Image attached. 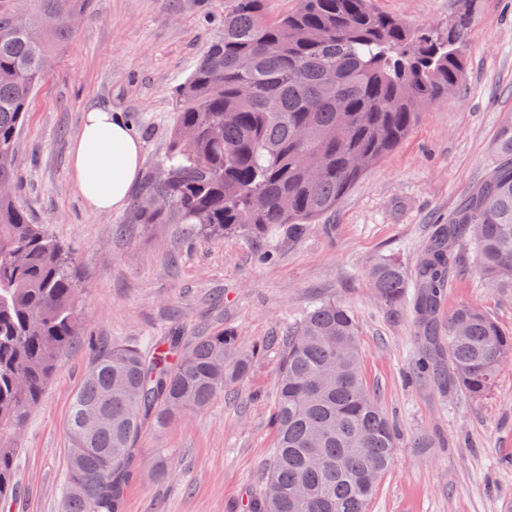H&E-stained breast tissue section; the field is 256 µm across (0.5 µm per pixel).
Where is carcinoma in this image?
<instances>
[{
    "mask_svg": "<svg viewBox=\"0 0 512 512\" xmlns=\"http://www.w3.org/2000/svg\"><path fill=\"white\" fill-rule=\"evenodd\" d=\"M263 2L232 0L224 37L177 89L165 175L153 188L159 203L146 220L170 214L216 240L232 233L297 240L464 76L471 28L462 16L443 28L411 26L372 0H299L272 17ZM82 12V0H35L31 18L0 0V183L15 185L31 94ZM493 150L488 176L426 242L412 271L392 259L369 271L387 307L414 288L427 375L471 398L486 395L512 361V330L461 305L441 336L435 315L464 241L490 286L512 288V118ZM81 323L72 254L27 221L14 190H0L1 505L16 495L28 414ZM277 344L275 446L257 512H366L397 432L367 387L354 314L321 300ZM252 359L224 330L188 342L174 329L149 352L125 344L103 350L69 414L61 512H123L145 423L162 426L208 407L248 374ZM94 409L107 422L89 432L84 420Z\"/></svg>",
    "mask_w": 512,
    "mask_h": 512,
    "instance_id": "obj_1",
    "label": "carcinoma"
}]
</instances>
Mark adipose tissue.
Instances as JSON below:
<instances>
[{"label": "adipose tissue", "mask_w": 512, "mask_h": 512, "mask_svg": "<svg viewBox=\"0 0 512 512\" xmlns=\"http://www.w3.org/2000/svg\"><path fill=\"white\" fill-rule=\"evenodd\" d=\"M141 152L129 126L111 109L84 112L71 149V169L89 209L110 212L126 205L140 176Z\"/></svg>", "instance_id": "adipose-tissue-1"}]
</instances>
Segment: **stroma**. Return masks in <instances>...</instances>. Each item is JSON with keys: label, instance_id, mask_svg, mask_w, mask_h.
Returning a JSON list of instances; mask_svg holds the SVG:
<instances>
[{"label": "stroma", "instance_id": "stroma-1", "mask_svg": "<svg viewBox=\"0 0 512 512\" xmlns=\"http://www.w3.org/2000/svg\"><path fill=\"white\" fill-rule=\"evenodd\" d=\"M229 4L89 0L33 91L17 200L30 223L73 251L83 327L28 415L9 512H60L69 411L97 345L142 346L174 327L189 337L228 329L241 349L259 355L207 409L144 429L124 512H250L275 442L273 338L320 299L355 314L363 374L399 432L369 512H512V363L478 400L419 376L412 307L384 306L368 279L384 259L412 268L436 225L486 177L499 126L512 115V0H374L411 25H444L466 13L473 35L462 82L300 240L238 233L217 242L170 218L147 223L142 207L162 177L174 92L221 36ZM101 105L142 148L127 205L105 213L85 205L70 167L82 114ZM459 261L439 322L470 304L512 328V288L490 287L469 245L460 246ZM160 455L168 459L162 476L154 467Z\"/></svg>", "mask_w": 512, "mask_h": 512}]
</instances>
